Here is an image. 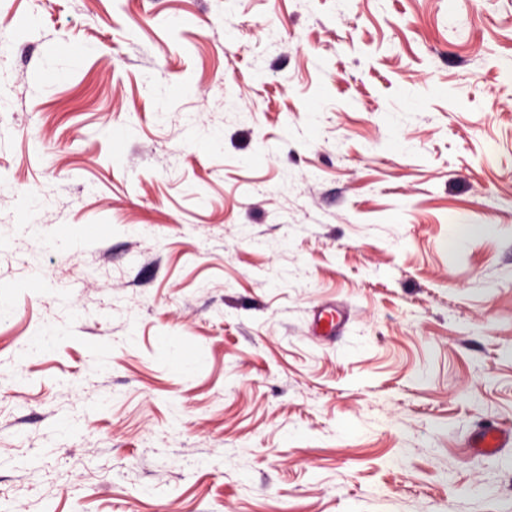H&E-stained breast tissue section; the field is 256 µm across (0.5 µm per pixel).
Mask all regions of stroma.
Listing matches in <instances>:
<instances>
[{"label":"stroma","instance_id":"35a3bbf8","mask_svg":"<svg viewBox=\"0 0 512 512\" xmlns=\"http://www.w3.org/2000/svg\"><path fill=\"white\" fill-rule=\"evenodd\" d=\"M484 425L512 0H0V512H512ZM512 444V436L496 427L488 426L480 429L470 441V448L477 455H494L501 448Z\"/></svg>","mask_w":512,"mask_h":512}]
</instances>
